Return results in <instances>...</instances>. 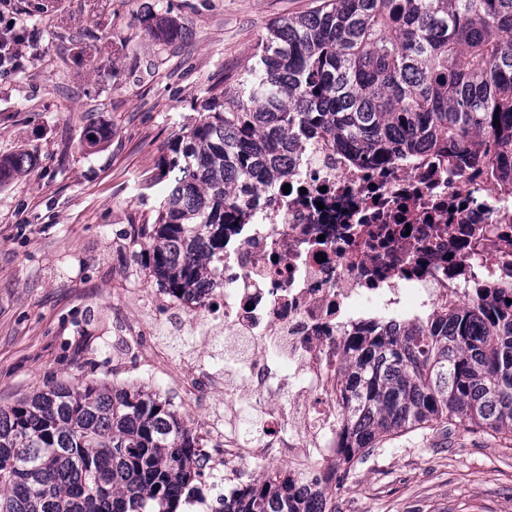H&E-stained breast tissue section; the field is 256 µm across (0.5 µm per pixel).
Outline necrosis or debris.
<instances>
[{
	"mask_svg": "<svg viewBox=\"0 0 512 512\" xmlns=\"http://www.w3.org/2000/svg\"><path fill=\"white\" fill-rule=\"evenodd\" d=\"M286 182L225 225L224 270L188 313L248 345L234 362L260 435L199 430L206 470L233 485L253 464L333 459L338 369L360 324L417 326L482 286L512 295V181L458 146L368 166L307 141ZM223 372L184 365L183 403L207 407Z\"/></svg>",
	"mask_w": 512,
	"mask_h": 512,
	"instance_id": "4bbe7bcc",
	"label": "necrosis or debris"
}]
</instances>
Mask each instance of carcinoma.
<instances>
[{
  "mask_svg": "<svg viewBox=\"0 0 512 512\" xmlns=\"http://www.w3.org/2000/svg\"><path fill=\"white\" fill-rule=\"evenodd\" d=\"M150 32L180 35L166 18ZM194 110L138 242L150 281L188 303L224 261V225L288 175L305 140L366 164L449 142L491 165L512 152V0H317L270 23L236 88L211 87ZM27 162L0 159V181ZM336 395V460L314 477L268 472L222 512H312L315 500L336 512L330 490L418 430L512 436V302L450 304L399 335L359 329ZM204 457L159 394L59 382L0 406V512H180Z\"/></svg>",
  "mask_w": 512,
  "mask_h": 512,
  "instance_id": "carcinoma-1",
  "label": "carcinoma"
}]
</instances>
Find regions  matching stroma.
<instances>
[{"mask_svg": "<svg viewBox=\"0 0 512 512\" xmlns=\"http://www.w3.org/2000/svg\"><path fill=\"white\" fill-rule=\"evenodd\" d=\"M313 0H12L34 44L0 81V159L34 163L0 183V405L59 380L153 390L179 403L151 361L190 321L144 280L135 242L163 198L161 161L194 106L235 76L274 19ZM181 28L163 43L147 14ZM109 129L88 147V125ZM139 318L145 337L126 340ZM338 512H512V440L456 429L396 438L358 465Z\"/></svg>", "mask_w": 512, "mask_h": 512, "instance_id": "1", "label": "stroma"}]
</instances>
